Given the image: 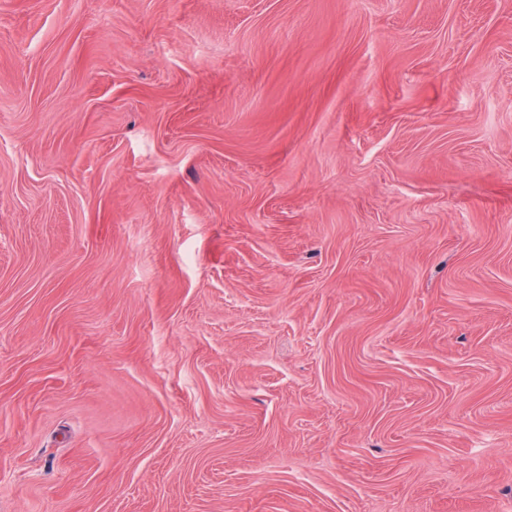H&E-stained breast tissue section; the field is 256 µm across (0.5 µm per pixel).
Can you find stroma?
<instances>
[{
    "label": "stroma",
    "instance_id": "35a3bbf8",
    "mask_svg": "<svg viewBox=\"0 0 512 512\" xmlns=\"http://www.w3.org/2000/svg\"><path fill=\"white\" fill-rule=\"evenodd\" d=\"M0 512H512V0H0Z\"/></svg>",
    "mask_w": 512,
    "mask_h": 512
}]
</instances>
